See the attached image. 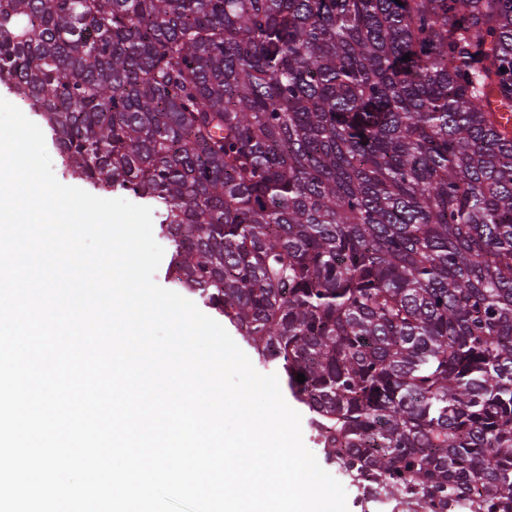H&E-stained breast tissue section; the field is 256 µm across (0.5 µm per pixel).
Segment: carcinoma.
I'll use <instances>...</instances> for the list:
<instances>
[{"instance_id": "cac0c4a2", "label": "carcinoma", "mask_w": 512, "mask_h": 512, "mask_svg": "<svg viewBox=\"0 0 512 512\" xmlns=\"http://www.w3.org/2000/svg\"><path fill=\"white\" fill-rule=\"evenodd\" d=\"M0 83L154 211L326 463L512 512V0H0Z\"/></svg>"}]
</instances>
